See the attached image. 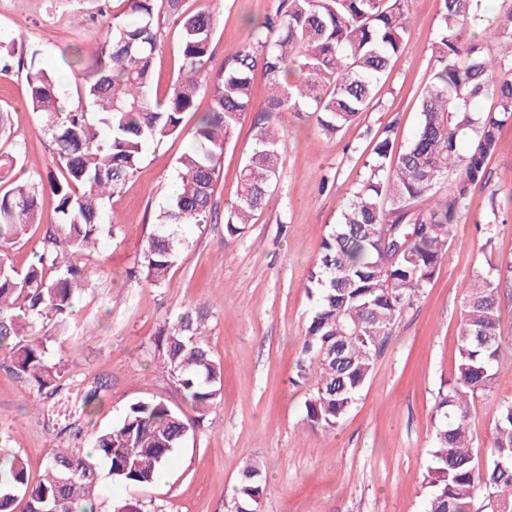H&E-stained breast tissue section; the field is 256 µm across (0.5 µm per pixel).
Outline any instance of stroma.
Here are the masks:
<instances>
[{
    "label": "stroma",
    "instance_id": "35a3bbf8",
    "mask_svg": "<svg viewBox=\"0 0 512 512\" xmlns=\"http://www.w3.org/2000/svg\"><path fill=\"white\" fill-rule=\"evenodd\" d=\"M278 4L222 0L216 7L212 0H183L189 12L216 9L209 74L221 69L228 47L249 38L248 18L263 19ZM101 5L102 0H0V38L16 39L18 50L37 53L74 107L82 80L63 58L71 46H96L104 22ZM440 7V0H408L415 24L371 103L347 128L327 136L315 123L282 114L280 181L265 208L236 239L225 236L220 219L190 227L188 244L162 288L145 280L138 261L154 231V213L177 183L188 139L169 138L148 153L107 204L114 234L102 237L82 259L91 276L61 345L68 373L58 391L36 394L0 355V446L26 460L32 479L42 477L55 452H85L92 436L116 424L129 403L161 399L183 411L193 434L167 465L165 481L125 488L102 477L96 512H113L124 502L139 512H233L247 461L258 463L265 476L260 512H424L434 400L454 374L464 291L486 258L512 260V221L489 248L476 230L491 194H512V130L489 163L487 189L455 225L444 261L420 300L397 320L359 400L336 429L306 424L307 388L296 383L295 365L314 309L304 288L308 271L364 172L375 134L394 124L399 151L416 131ZM160 42L153 89L162 94L181 64L180 30L165 15ZM26 92V68L0 73V112L7 113L10 127L0 135V153L26 157L24 167L0 179V193L54 165ZM253 144L247 118L224 152L213 198L217 211L236 198L239 167ZM200 309L207 313L206 340L223 367L221 394L204 413L159 369L156 341L165 322ZM510 399L509 368L472 410L473 449L480 456L489 453L500 403Z\"/></svg>",
    "mask_w": 512,
    "mask_h": 512
}]
</instances>
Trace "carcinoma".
Instances as JSON below:
<instances>
[{"label": "carcinoma", "mask_w": 512, "mask_h": 512, "mask_svg": "<svg viewBox=\"0 0 512 512\" xmlns=\"http://www.w3.org/2000/svg\"><path fill=\"white\" fill-rule=\"evenodd\" d=\"M84 68L72 47L67 65L81 74L91 110L62 103L56 75L30 64V109L50 136L57 172L36 174L0 194V349L14 374L38 393L54 392L67 372L48 343L67 337L75 294L87 282L80 267L104 233H114L106 200L143 162L146 151L182 133V116L201 90L197 74L209 60L215 11L186 14L182 0H119ZM167 13L180 26L179 74L162 96L153 91L158 23ZM413 25L407 0H280L254 36L227 50L207 83L213 107L189 133L178 161L179 186L159 206L154 232L140 256L141 272L165 286L187 239L183 227L213 220V197L224 149L253 111L252 72L261 68L270 93L253 111L256 147L240 168L241 191L224 209L225 232L240 236L267 203L280 178L282 139L277 120L289 112L316 118L333 135L351 124L400 52ZM432 75L419 100L414 136L393 154L395 127L381 130L364 173L322 242L306 279L315 299L297 363L308 386L305 419L332 430L349 413L386 349L397 318L421 296L448 250L461 207L491 180L490 159L512 127V10L482 18L479 0H441ZM491 99L485 112L475 103ZM56 200L58 222L47 227L19 270L8 250L36 223L39 201ZM425 200L430 204L423 207ZM477 225L490 244L507 223L512 196L494 199ZM512 285V261L487 260L462 301L456 329L454 380L435 400L427 512H473L483 498L489 512H512V400L500 404L491 431V456L473 451L471 412L497 375L512 367L499 332L500 290ZM205 316L185 313L159 332L160 367L185 398L205 412L216 404L223 368L202 331ZM193 431L181 411L163 400L130 403L120 421L96 433L94 453L59 454L43 478L30 479L24 459L0 458V512H94L101 468L124 487L153 484ZM265 490L261 468L246 464L235 504L256 512Z\"/></svg>", "instance_id": "cac0c4a2"}]
</instances>
